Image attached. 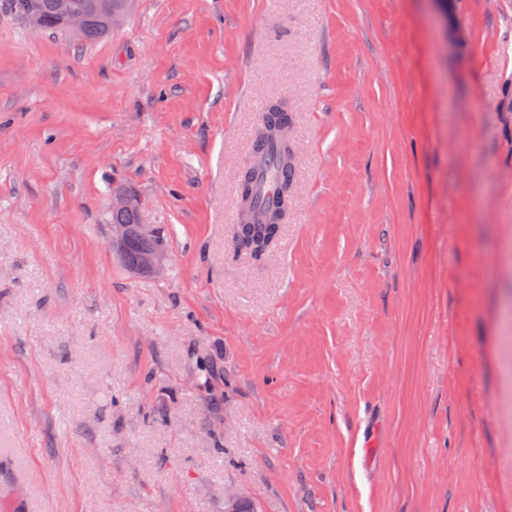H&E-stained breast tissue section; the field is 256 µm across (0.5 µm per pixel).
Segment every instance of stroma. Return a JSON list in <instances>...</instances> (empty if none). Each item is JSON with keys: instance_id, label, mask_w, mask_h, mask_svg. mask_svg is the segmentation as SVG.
<instances>
[{"instance_id": "obj_1", "label": "stroma", "mask_w": 512, "mask_h": 512, "mask_svg": "<svg viewBox=\"0 0 512 512\" xmlns=\"http://www.w3.org/2000/svg\"><path fill=\"white\" fill-rule=\"evenodd\" d=\"M508 89L512 0H137L92 43L0 7V512H512ZM116 184L163 272L113 252ZM292 113L283 100L270 101L262 111L260 121L253 139L250 160L241 169L238 176V195L246 206L243 222L239 205L232 212L234 224V244L238 251L249 255L253 260L263 258L268 248L276 239L280 224L284 223L290 204L289 190L295 181L294 147L286 144L274 133L276 126L292 125ZM270 154L276 158L278 169L283 174L277 193L279 171L271 159L259 157L257 166L259 177L256 194L260 199L276 196V199L263 207L255 203V182L257 178L254 157ZM241 222V224H240Z\"/></svg>"}]
</instances>
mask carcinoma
<instances>
[{"mask_svg":"<svg viewBox=\"0 0 512 512\" xmlns=\"http://www.w3.org/2000/svg\"><path fill=\"white\" fill-rule=\"evenodd\" d=\"M60 0H5L4 6L23 19L29 8H35L44 18L43 30L67 34L61 21ZM87 8L86 30L82 37L85 42H94L111 32L102 24L96 9L100 0H78ZM292 124V113L283 100L270 101L262 111L253 139L251 156L270 154L276 158L278 169L283 174L276 199L263 207L255 203V182L257 178L254 160L251 159L241 169L238 176V195L246 206L245 220L234 225V244L238 251L249 255L253 260L263 258L276 239L280 224L285 221L290 204L289 190L295 181L294 147L285 143L274 133L277 126ZM110 223L125 224L129 236L120 254L123 265L130 269L140 267L144 255L165 248L164 235L160 230L139 222L138 210L110 211Z\"/></svg>","mask_w":512,"mask_h":512,"instance_id":"carcinoma-1","label":"carcinoma"}]
</instances>
